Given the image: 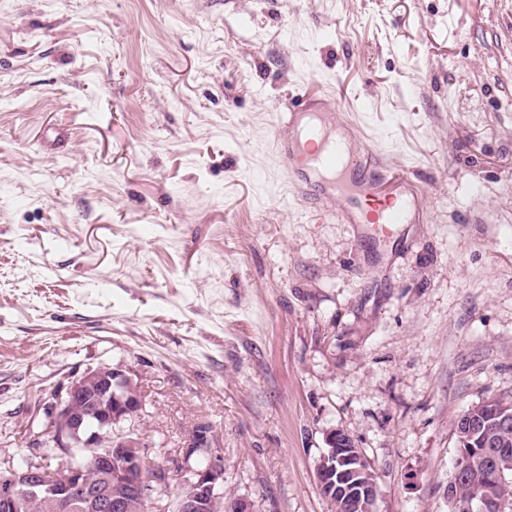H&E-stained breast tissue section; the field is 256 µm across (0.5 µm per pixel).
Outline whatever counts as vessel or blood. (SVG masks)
Wrapping results in <instances>:
<instances>
[{
  "instance_id": "b4317fda",
  "label": "vessel or blood",
  "mask_w": 512,
  "mask_h": 512,
  "mask_svg": "<svg viewBox=\"0 0 512 512\" xmlns=\"http://www.w3.org/2000/svg\"><path fill=\"white\" fill-rule=\"evenodd\" d=\"M274 140L296 188L312 182L323 190L317 205L321 219L361 224L378 238L411 223L418 201L413 186L354 146L324 96L305 92L291 99L279 115Z\"/></svg>"
}]
</instances>
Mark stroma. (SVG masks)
Returning a JSON list of instances; mask_svg holds the SVG:
<instances>
[{
  "label": "stroma",
  "mask_w": 512,
  "mask_h": 512,
  "mask_svg": "<svg viewBox=\"0 0 512 512\" xmlns=\"http://www.w3.org/2000/svg\"><path fill=\"white\" fill-rule=\"evenodd\" d=\"M307 88L415 223L363 241L295 197L272 140ZM103 364L157 507L206 425L253 512H330L335 429L376 512H453L459 416L512 400V0H0V459Z\"/></svg>",
  "instance_id": "35a3bbf8"
}]
</instances>
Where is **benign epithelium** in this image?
Instances as JSON below:
<instances>
[{
  "label": "benign epithelium",
  "mask_w": 512,
  "mask_h": 512,
  "mask_svg": "<svg viewBox=\"0 0 512 512\" xmlns=\"http://www.w3.org/2000/svg\"><path fill=\"white\" fill-rule=\"evenodd\" d=\"M131 386H137L131 376L100 365L57 393L36 445L59 449L62 460L52 468L12 465L0 473V512H18L20 501L29 497L43 498L62 512H117L123 503L122 498L112 496L114 486L149 501L150 484L133 478L146 462L144 444L126 427L127 416L140 412L144 400L138 390L131 400L116 394ZM327 444L336 451V459L350 457L353 442L346 433L331 431ZM76 448L93 451L98 483H90L87 472L72 462ZM180 452L189 477L174 502L178 512H252L251 503L244 499L224 503V455L210 432L193 433ZM199 453L208 457L201 470L190 465Z\"/></svg>",
  "instance_id": "7a95c632"
}]
</instances>
